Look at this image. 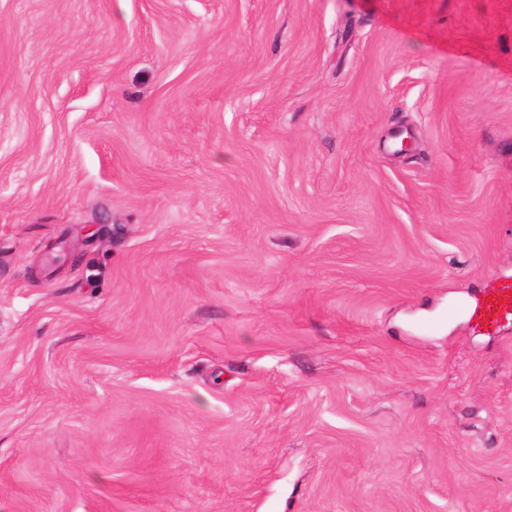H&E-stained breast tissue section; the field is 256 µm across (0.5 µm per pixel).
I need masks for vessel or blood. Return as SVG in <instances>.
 <instances>
[{
	"label": "vessel or blood",
	"instance_id": "b4317fda",
	"mask_svg": "<svg viewBox=\"0 0 512 512\" xmlns=\"http://www.w3.org/2000/svg\"><path fill=\"white\" fill-rule=\"evenodd\" d=\"M449 316L465 315L475 329L491 332L512 321V279L490 275L481 298L450 307Z\"/></svg>",
	"mask_w": 512,
	"mask_h": 512
}]
</instances>
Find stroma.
Masks as SVG:
<instances>
[{
	"mask_svg": "<svg viewBox=\"0 0 512 512\" xmlns=\"http://www.w3.org/2000/svg\"><path fill=\"white\" fill-rule=\"evenodd\" d=\"M492 274L512 0H0V512H512ZM460 314L475 329L486 332L496 331L503 323L512 321V279L490 275L481 298L448 308V319Z\"/></svg>",
	"mask_w": 512,
	"mask_h": 512,
	"instance_id": "stroma-1",
	"label": "stroma"
}]
</instances>
